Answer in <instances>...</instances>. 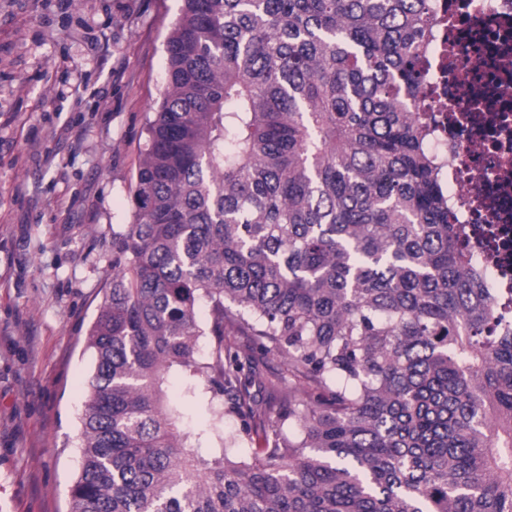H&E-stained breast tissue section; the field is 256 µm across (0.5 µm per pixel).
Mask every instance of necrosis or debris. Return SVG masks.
<instances>
[{
  "label": "necrosis or debris",
  "mask_w": 512,
  "mask_h": 512,
  "mask_svg": "<svg viewBox=\"0 0 512 512\" xmlns=\"http://www.w3.org/2000/svg\"><path fill=\"white\" fill-rule=\"evenodd\" d=\"M439 19L418 99L452 223L512 308V0H434Z\"/></svg>",
  "instance_id": "necrosis-or-debris-1"
}]
</instances>
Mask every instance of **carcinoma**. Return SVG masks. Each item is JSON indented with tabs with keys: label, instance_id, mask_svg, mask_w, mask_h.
<instances>
[{
	"label": "carcinoma",
	"instance_id": "cac0c4a2",
	"mask_svg": "<svg viewBox=\"0 0 512 512\" xmlns=\"http://www.w3.org/2000/svg\"><path fill=\"white\" fill-rule=\"evenodd\" d=\"M435 35L432 0H182L88 333L69 512H512V323L416 113ZM172 370L240 421L230 446L181 429Z\"/></svg>",
	"mask_w": 512,
	"mask_h": 512
}]
</instances>
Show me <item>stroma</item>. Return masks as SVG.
Instances as JSON below:
<instances>
[{
	"label": "stroma",
	"mask_w": 512,
	"mask_h": 512,
	"mask_svg": "<svg viewBox=\"0 0 512 512\" xmlns=\"http://www.w3.org/2000/svg\"><path fill=\"white\" fill-rule=\"evenodd\" d=\"M181 0H0V512H69L87 336Z\"/></svg>",
	"instance_id": "35a3bbf8"
}]
</instances>
